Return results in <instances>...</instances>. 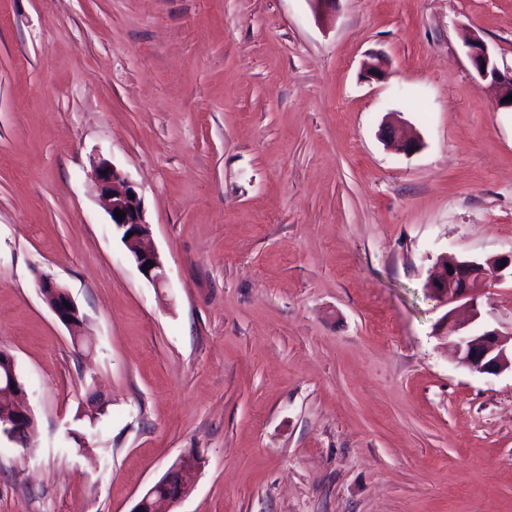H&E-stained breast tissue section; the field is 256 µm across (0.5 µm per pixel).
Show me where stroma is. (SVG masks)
Returning <instances> with one entry per match:
<instances>
[{
  "label": "stroma",
  "instance_id": "35a3bbf8",
  "mask_svg": "<svg viewBox=\"0 0 512 512\" xmlns=\"http://www.w3.org/2000/svg\"><path fill=\"white\" fill-rule=\"evenodd\" d=\"M469 34L512 68V0H0V350L37 419L0 434V512H133L192 449L175 512H512V373L460 365L469 311L426 287L443 255L512 254V111ZM479 309L512 326V280ZM466 46L469 49V60L479 77L488 82L489 89L493 92L496 106L504 109L510 108L512 111V101L502 103V99L512 95V69L510 72L501 71L486 45L479 37L472 36ZM483 64H486L485 70H482ZM380 135L384 141L391 143L396 150L409 154L418 147V143L409 137L399 126L385 123L380 129ZM106 171V174H103ZM95 175L100 187L102 203L115 226L121 234V240L130 252L139 270L156 287L166 282V272L159 253L153 245L150 225L146 220L144 207L135 186L122 175L111 163L100 159L95 164ZM120 209L124 217H115ZM132 233L129 239L126 235ZM152 261V265L144 264ZM38 288L43 300L62 325L73 331L77 323L83 322L85 317L75 301L53 278L42 276L38 281ZM65 303H68L71 309H68Z\"/></svg>",
  "mask_w": 512,
  "mask_h": 512
}]
</instances>
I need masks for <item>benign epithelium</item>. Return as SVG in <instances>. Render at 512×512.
Listing matches in <instances>:
<instances>
[{"instance_id":"7a95c632","label":"benign epithelium","mask_w":512,"mask_h":512,"mask_svg":"<svg viewBox=\"0 0 512 512\" xmlns=\"http://www.w3.org/2000/svg\"><path fill=\"white\" fill-rule=\"evenodd\" d=\"M467 47L469 60L479 77L488 82L496 106L512 109V101L502 102L512 95V71L500 70L479 37L472 36ZM380 135L405 154L418 147L414 139L392 123L382 125ZM95 175L102 203L113 226L121 234L123 244L142 274L154 286H163L166 282L164 264L153 245L150 225L135 186L105 159L96 162ZM118 209L124 214L120 219L115 217ZM506 277L512 278V256L493 257L480 262L444 255L439 259L438 270L429 283V289L442 294L450 302H465L477 317V302L484 288L490 281ZM38 288L62 325L73 330L83 322L84 315L75 301L53 278L41 277ZM452 348L458 362L473 372L499 374L512 371V329L480 328L460 334L452 342ZM9 382L13 403L10 414L0 412V429L18 435L29 430L34 413L25 402L24 385L13 371L9 373ZM204 464V458L195 452L179 456L165 475L144 494L133 512H172V507L192 491L194 477Z\"/></svg>"}]
</instances>
